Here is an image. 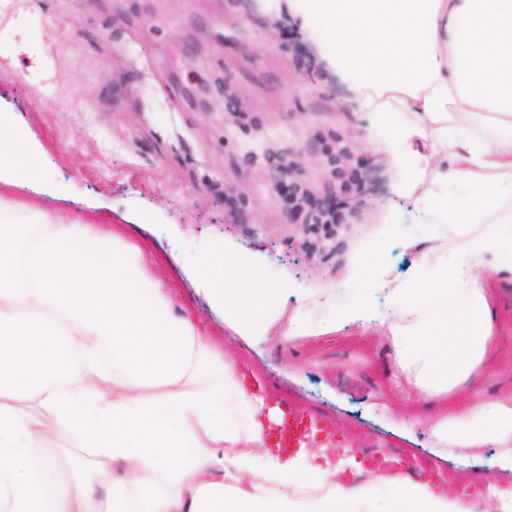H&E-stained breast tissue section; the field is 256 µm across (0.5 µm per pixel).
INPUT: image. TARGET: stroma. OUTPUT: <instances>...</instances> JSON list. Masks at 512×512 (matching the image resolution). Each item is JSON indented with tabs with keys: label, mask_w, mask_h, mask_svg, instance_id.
Masks as SVG:
<instances>
[{
	"label": "stroma",
	"mask_w": 512,
	"mask_h": 512,
	"mask_svg": "<svg viewBox=\"0 0 512 512\" xmlns=\"http://www.w3.org/2000/svg\"><path fill=\"white\" fill-rule=\"evenodd\" d=\"M0 35V125L25 134L41 159L14 198L79 213L137 245L175 308L230 348L265 400L340 421L345 442L433 471L447 488L468 493L489 478L512 490L496 448L448 457L429 431L459 408L512 396V276L488 291L500 345L487 375L433 410L395 383L387 289L369 295L368 329L283 343L291 301L255 345L225 324L201 284L199 258L227 247L271 286L304 295L343 282L360 244L386 225L396 231L377 257L393 279L411 276L415 250L447 247L419 196L395 193L400 170L350 107L351 92L328 68H308L316 50L288 0L247 10L237 0H13ZM337 136L378 183L347 199V223L325 238L292 220L268 173L285 155L335 198L326 148Z\"/></svg>",
	"instance_id": "1"
}]
</instances>
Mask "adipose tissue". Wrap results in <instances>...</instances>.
I'll return each mask as SVG.
<instances>
[{
    "label": "adipose tissue",
    "instance_id": "1",
    "mask_svg": "<svg viewBox=\"0 0 512 512\" xmlns=\"http://www.w3.org/2000/svg\"><path fill=\"white\" fill-rule=\"evenodd\" d=\"M306 36L345 83L372 130L396 147L430 208L448 214V250L418 253L414 275L387 282L354 261L348 282L388 287L397 385L425 406L487 370L500 336L483 272H512V0H288ZM412 113L402 123L398 113ZM429 138L460 167L468 191L449 208ZM40 165L21 133L0 132V174ZM490 217L469 233L467 223ZM199 271L224 317L259 337L284 310L260 271L216 251ZM241 363L175 310L139 249L75 214L0 195V512H512V493L487 505L384 469L341 478L316 454L271 453L279 408L245 387ZM57 429L88 449L91 466L33 457ZM437 445L492 446L512 470V398L442 418ZM61 471L62 487L43 473Z\"/></svg>",
    "mask_w": 512,
    "mask_h": 512
}]
</instances>
